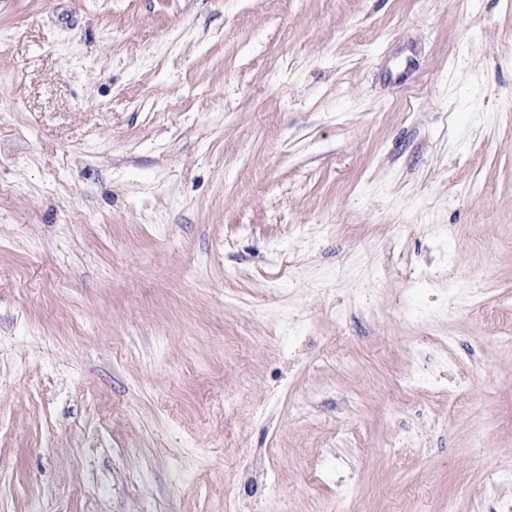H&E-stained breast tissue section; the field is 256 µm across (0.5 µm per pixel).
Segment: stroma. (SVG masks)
I'll return each instance as SVG.
<instances>
[{"instance_id": "stroma-1", "label": "stroma", "mask_w": 512, "mask_h": 512, "mask_svg": "<svg viewBox=\"0 0 512 512\" xmlns=\"http://www.w3.org/2000/svg\"><path fill=\"white\" fill-rule=\"evenodd\" d=\"M510 336L512 0H0V512H496Z\"/></svg>"}]
</instances>
